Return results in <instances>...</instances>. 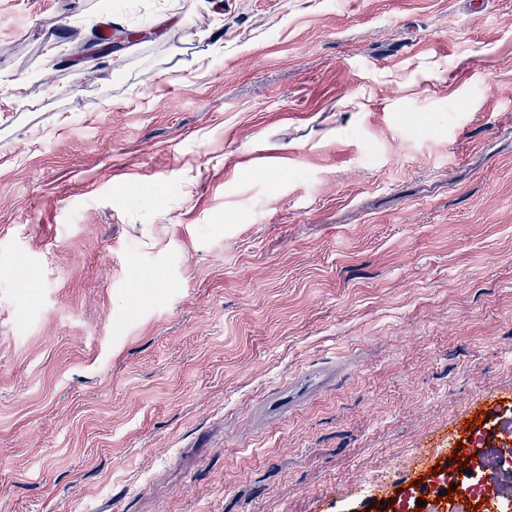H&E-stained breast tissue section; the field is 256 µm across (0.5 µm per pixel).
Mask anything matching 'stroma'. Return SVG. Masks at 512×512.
<instances>
[{
    "instance_id": "1",
    "label": "stroma",
    "mask_w": 512,
    "mask_h": 512,
    "mask_svg": "<svg viewBox=\"0 0 512 512\" xmlns=\"http://www.w3.org/2000/svg\"><path fill=\"white\" fill-rule=\"evenodd\" d=\"M501 400L512 0H0V512H377Z\"/></svg>"
}]
</instances>
